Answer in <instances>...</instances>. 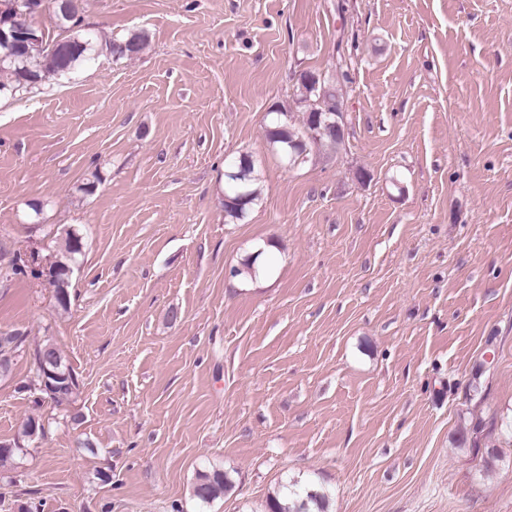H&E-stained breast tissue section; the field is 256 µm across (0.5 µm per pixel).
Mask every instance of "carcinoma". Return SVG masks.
I'll return each mask as SVG.
<instances>
[{"mask_svg": "<svg viewBox=\"0 0 512 512\" xmlns=\"http://www.w3.org/2000/svg\"><path fill=\"white\" fill-rule=\"evenodd\" d=\"M51 4L49 21L58 29L56 36L37 32L44 38L47 47L38 53L28 55L21 47L0 42V99H9L42 85L51 77L68 74L83 64L95 59V55L107 51L116 60L129 59L124 44L133 40L135 54L142 53L149 44V34L142 30H131L122 36L108 39L95 30L80 24L81 0H0V23L3 29L10 28L8 19L18 22H34L41 14L43 3ZM348 63L343 53H338L336 76L323 75L317 70H302L295 79L293 105L273 104L265 116V136L288 168H295L307 161L314 149L338 151L344 140L324 133L314 141L307 132L315 124L316 116H325L328 111L343 112L341 82L350 81ZM260 189L258 178L251 176L245 184L226 177L224 197L231 202L223 203L225 217L230 223L243 220L258 200ZM85 236L82 230L70 227L64 235L55 240L52 264L59 270L74 267L84 252ZM54 298L58 308L68 310L70 305L71 280L64 285H53ZM27 336L19 331L0 332V378L11 373L16 353L24 346ZM34 351H46L53 355L48 364L51 375L42 381L41 371H36V385H23L22 391H36L57 405L73 402L80 393V382L65 355L51 338L38 343ZM44 424L28 418L18 438L8 444H0V468L14 467L18 458L26 454L30 444L43 437ZM232 482L223 469L212 466L198 473L192 485V496L203 504H209L224 496ZM329 494L314 486L301 490L286 489L270 496L265 512H329Z\"/></svg>", "mask_w": 512, "mask_h": 512, "instance_id": "obj_1", "label": "carcinoma"}]
</instances>
